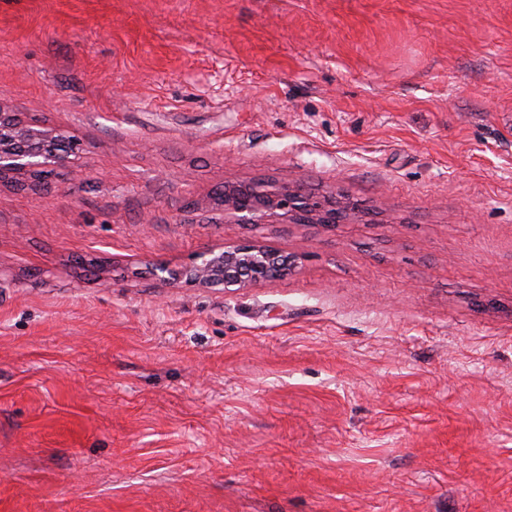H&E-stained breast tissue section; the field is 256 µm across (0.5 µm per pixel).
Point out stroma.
<instances>
[{"label": "stroma", "mask_w": 512, "mask_h": 512, "mask_svg": "<svg viewBox=\"0 0 512 512\" xmlns=\"http://www.w3.org/2000/svg\"><path fill=\"white\" fill-rule=\"evenodd\" d=\"M0 107L83 146L0 181V512H512V0H0ZM246 186L253 192L250 199L242 194ZM336 199L340 200L337 207ZM347 200L343 193L335 197H316L291 183L257 181L225 183L224 194L216 195L214 204L224 222L246 224L254 229L265 224H316L333 231L339 224H356L363 220L364 211ZM336 208L341 209L337 217ZM297 264L292 256L252 240L225 245L221 249L207 248L179 269L161 260L149 263V269L151 275L165 286L220 283L224 284L225 290H240L287 278L296 272Z\"/></svg>", "instance_id": "obj_1"}]
</instances>
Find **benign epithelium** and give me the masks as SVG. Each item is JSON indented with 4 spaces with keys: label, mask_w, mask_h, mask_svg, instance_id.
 <instances>
[{
    "label": "benign epithelium",
    "mask_w": 512,
    "mask_h": 512,
    "mask_svg": "<svg viewBox=\"0 0 512 512\" xmlns=\"http://www.w3.org/2000/svg\"><path fill=\"white\" fill-rule=\"evenodd\" d=\"M77 152L75 140L29 125L17 113L0 107V179H20L36 170L64 166ZM214 204L223 221L255 229L265 224H316L333 231L340 224H356L364 216V211L343 193L316 197L291 183H226L224 194L214 197ZM296 268L292 256L258 240L207 248L178 269L161 260L149 263L151 275L165 286L220 283L227 290L281 280L295 273Z\"/></svg>",
    "instance_id": "benign-epithelium-1"
}]
</instances>
